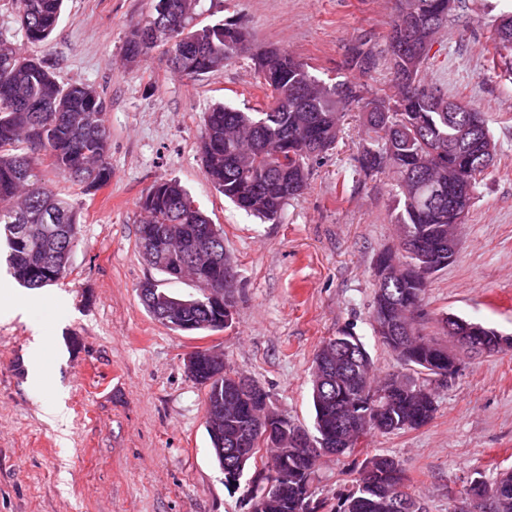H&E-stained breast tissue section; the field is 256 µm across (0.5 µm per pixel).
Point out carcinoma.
<instances>
[{"label":"carcinoma","mask_w":512,"mask_h":512,"mask_svg":"<svg viewBox=\"0 0 512 512\" xmlns=\"http://www.w3.org/2000/svg\"><path fill=\"white\" fill-rule=\"evenodd\" d=\"M202 0H156L154 13L133 25L125 42V57L136 65L163 48L171 71L197 78L224 69L232 59L250 52L248 32L233 18L202 25ZM63 0H11L19 28L7 36L0 32V230L8 248L6 262L13 278L30 289L44 288L69 268L80 220L75 206L60 197L43 179L52 168L93 194L112 179L110 127L104 100L90 83L62 86L45 62L20 54L18 42L43 43L57 28ZM448 0H400V13L390 34V93L368 96L365 85L347 79L334 84L317 80L308 65L287 51L270 49L256 57L258 73L275 98L266 112H248L222 103L205 113L200 135L203 170L224 198L264 221H277L288 201L307 185L310 162L330 149L345 110L362 113L368 142L357 158L368 175L391 170L397 175L403 205L396 217L402 236L414 238L415 250L400 255L402 269L373 300L375 333L404 366L430 375V357L448 369V355L423 330L424 296L431 276L448 267V224L452 211L468 208L484 172L474 173L471 160L492 143L483 113L427 87L421 79L432 36L448 17ZM409 22L413 44L400 50L395 34ZM156 30L146 40L140 32ZM499 50L512 54V15L501 20L495 33ZM377 65L362 41L353 48L349 67L368 76ZM190 197L176 180L159 178L140 196L138 206L146 220L138 225L137 246L144 259L160 273L180 266L184 255L209 247L204 230L212 224L197 208L182 209ZM55 216L61 226L53 255H43L34 244L22 242L17 224H41ZM162 231L167 242L151 245ZM429 275L419 278L412 268ZM461 329L484 337L488 354L501 352L500 333L460 316ZM408 323L411 339L393 337L391 327ZM345 339L357 349V365L336 352L328 362L333 382L322 384L312 372L314 408L313 448H298L288 441L290 426L276 428L282 447L271 449V460H288L287 486L263 512H394L393 488L405 482L400 463L374 454L360 463L359 478L342 495L339 507L325 500L307 503L305 486L315 477L325 443L334 440L336 456L352 454L343 425L365 437L376 431L390 434L429 423L437 409L432 389L405 374L376 378L373 359L357 336ZM378 390L389 401L381 412L367 406L363 390ZM224 438L221 455L212 445L216 462L231 461V450L243 449L245 465L258 462L266 444L247 427L261 401L230 383L222 386ZM467 495L482 508L492 498L494 512H512V469L494 480H470Z\"/></svg>","instance_id":"carcinoma-1"}]
</instances>
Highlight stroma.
Segmentation results:
<instances>
[{
	"instance_id": "stroma-1",
	"label": "stroma",
	"mask_w": 512,
	"mask_h": 512,
	"mask_svg": "<svg viewBox=\"0 0 512 512\" xmlns=\"http://www.w3.org/2000/svg\"><path fill=\"white\" fill-rule=\"evenodd\" d=\"M201 23L238 16L250 54L190 79L152 57L129 65L124 44L155 0H64L60 24L23 55L46 60L62 85L91 83L109 116L112 179L94 194L45 169L46 183L79 209L81 237L58 281L19 285L0 260V284L26 318L0 312V512H248L226 487L211 454L205 390L185 372L188 352L220 346L234 371L268 391L271 408L312 428V362L339 332L359 336L377 376L404 366L373 334L377 253L397 243L401 209L392 172L360 171L364 144L357 111L340 119L332 149L311 165L308 186L277 222L225 200L206 179L199 152L203 116L218 102L265 108L268 90L251 54L288 51L320 81H359L348 64L368 39L377 67L373 92L390 86L389 33L398 0H203ZM512 0H458L435 35L421 77L483 113L496 144L480 181L458 254L426 291V332L453 313L512 337V75L493 55L492 37ZM178 180L224 231L238 278L233 323L219 332L163 326L137 288L160 274L137 247V200L158 178ZM40 341L42 380H29L30 346ZM452 378L433 380V420L370 434L354 455L316 467L318 497L345 492L367 453L398 459L410 495L427 512H463L470 478L512 468V349L461 355ZM60 415H52L54 405Z\"/></svg>"
}]
</instances>
